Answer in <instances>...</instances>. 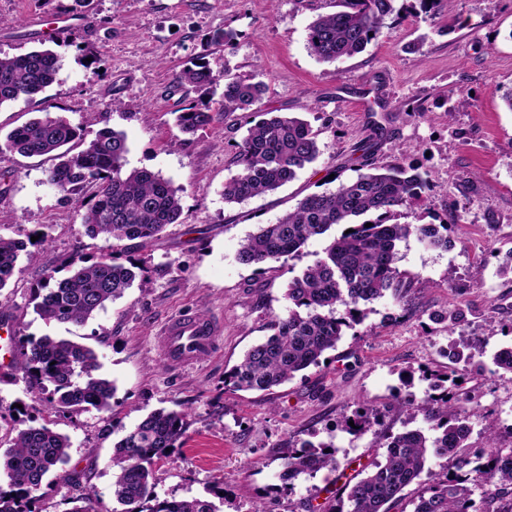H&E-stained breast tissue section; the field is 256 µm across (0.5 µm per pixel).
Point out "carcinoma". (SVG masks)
<instances>
[{"label":"carcinoma","instance_id":"cac0c4a2","mask_svg":"<svg viewBox=\"0 0 512 512\" xmlns=\"http://www.w3.org/2000/svg\"><path fill=\"white\" fill-rule=\"evenodd\" d=\"M395 0H337L340 10L320 15L309 27L308 48L318 60L333 63L365 51L384 36ZM60 58L50 47L15 56H0V106L20 98L31 99L56 78ZM218 78L202 59L187 63L175 83L203 94L199 101L176 112V125L193 134L211 125L215 115L210 95ZM265 84L249 82L224 72L222 110L259 112ZM48 156L53 166L48 181L71 194L86 184L97 185L95 201L83 224L94 237L121 242L155 240L169 225L181 223L180 189L158 173L125 169L128 145L124 133L111 128L86 139L67 119L49 112L14 128L0 139V157L12 154ZM320 155L317 135L297 117L272 116L247 129L237 155L239 172L224 184V202L241 203L274 192L295 179L297 172ZM428 182L411 166L394 164L383 171L361 173L340 182L329 192L313 193L274 224H264L247 237L238 252L244 265L285 261L312 237L336 225L344 226L324 249V256L288 282L287 314L274 315L271 334L252 345L224 380L234 391H270L317 366L336 349L345 330L367 318L364 305L386 293H401L411 279L399 271L398 245L415 235L431 247L448 249V224H401L400 209L421 201ZM33 260L27 243L0 236V290L12 280L21 253ZM138 264L112 255L83 258L65 266L66 274L51 270L33 289L34 309L46 322L85 324L131 288ZM482 354L473 341L453 344L447 357L470 364ZM496 370L512 374V343L493 355ZM95 351L85 345L43 335L16 347L14 360L0 368V380L21 369L29 387L45 393L48 414L65 415L93 408L112 411L115 383L99 374ZM432 380L418 411L430 423L421 429L404 428L375 433L372 447L382 459L358 461L354 474L327 497L320 512H512V448L498 445L488 429L483 448L470 452V425L459 407L461 398L446 386L448 374L427 373ZM184 412L156 409L147 414L114 446L112 501L121 509L97 512H216L199 499L174 495L159 498L154 491L153 464L178 445L185 432ZM377 411L361 406L340 420L341 430L362 435L377 422ZM354 425H349V422ZM9 446L0 450V473L9 492L0 490V512H36L44 481L69 460L70 438L55 431L52 421L39 426H11ZM281 480L291 483L301 475L337 471L340 462L333 442L307 440L298 448L279 451ZM444 459L452 468L435 471L433 461ZM486 487L480 501L473 499L472 481ZM418 486L404 503V490ZM412 510H407V507Z\"/></svg>","mask_w":512,"mask_h":512}]
</instances>
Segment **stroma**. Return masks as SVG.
I'll return each instance as SVG.
<instances>
[{"mask_svg":"<svg viewBox=\"0 0 512 512\" xmlns=\"http://www.w3.org/2000/svg\"><path fill=\"white\" fill-rule=\"evenodd\" d=\"M383 39L351 58L323 63L307 45L318 15L336 0H0V56L49 46L60 57L54 83L34 99L0 106V132L42 112L66 117L94 136L125 133L126 166L146 169L179 187L183 213L148 247L87 235L82 216L95 189L59 193L47 179L46 156L0 160V235L23 239L40 230L51 242L36 261L20 259L0 290L17 337L60 336L93 348L103 376L113 380L112 410L88 409L56 419L72 443L66 478L48 477L38 512H71L82 488L112 502V451L124 434L158 408L186 411L179 445L153 466L155 491L210 502L216 512H251L264 499L271 512H305L322 503L334 477L327 472L280 478L275 452L319 438L333 442L339 461L371 455L373 432L353 436L336 422L360 403L382 413L381 427L400 432L404 420L427 429L420 403L429 390L424 369L448 366L457 339L478 340L480 364L458 370L470 443L484 444L495 426L512 445V374L490 356L512 342V274L500 275L512 251V0H454L450 10L425 13L417 0H396ZM68 18L61 38L23 23L31 12ZM231 29L233 44L207 45L214 31ZM99 65L88 64V55ZM204 56L214 74L231 72L268 91L262 110L307 119L321 153L278 191L241 203L225 202L224 184L238 172L235 153L253 112L217 114L195 134L174 124L193 105L191 88L174 89L176 74ZM368 152H360L362 144ZM403 164L429 182L422 201L403 209L401 222L447 223L456 244L432 249L417 237L398 246L397 266L412 277L402 299L385 295L369 306L355 334L339 342L326 363L297 374L272 392L231 391L224 374L269 333L284 313L286 286L317 259L323 235L284 262L245 266L241 244L260 225L275 223L303 197L356 178L362 166ZM114 254L143 270L133 286L86 324L48 323L34 310L33 289L45 270L70 259ZM201 311L223 320L221 349L181 371L165 367L155 337L171 317ZM457 314L449 323L448 314ZM414 374L401 388V372ZM30 424L43 406L23 372L0 381V417L16 402Z\"/></svg>","mask_w":512,"mask_h":512,"instance_id":"1","label":"stroma"}]
</instances>
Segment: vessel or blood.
<instances>
[{
    "label": "vessel or blood",
    "instance_id": "1",
    "mask_svg": "<svg viewBox=\"0 0 512 512\" xmlns=\"http://www.w3.org/2000/svg\"><path fill=\"white\" fill-rule=\"evenodd\" d=\"M223 331V323L195 313L170 319L161 328L158 338L166 366L180 369L216 354Z\"/></svg>",
    "mask_w": 512,
    "mask_h": 512
}]
</instances>
